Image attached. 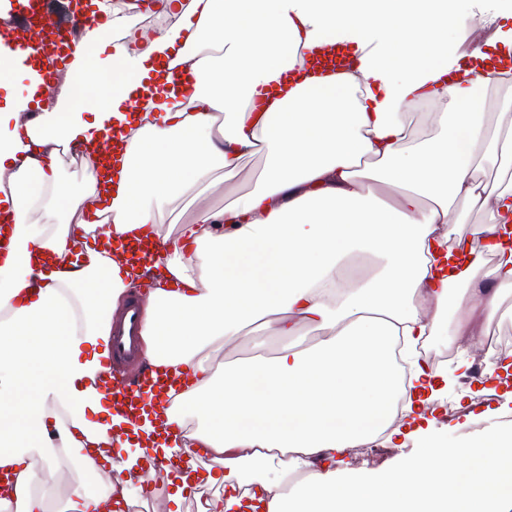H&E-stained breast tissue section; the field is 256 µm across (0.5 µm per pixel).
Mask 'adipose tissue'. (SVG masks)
Returning <instances> with one entry per match:
<instances>
[{
    "mask_svg": "<svg viewBox=\"0 0 512 512\" xmlns=\"http://www.w3.org/2000/svg\"><path fill=\"white\" fill-rule=\"evenodd\" d=\"M134 53L116 44L119 19L87 26L72 80L42 99L34 62L0 41V178L13 213L0 251V512H98L83 486L49 499L33 453L74 450L95 474L112 462L113 434L137 447L107 397L89 387L109 353L108 315L137 278L100 249L101 230L150 237L161 272L143 310L142 360L185 377L167 411L163 460L192 448L221 464L165 474L185 490L221 484L203 512L242 505L243 463L279 472L251 500L265 512H512V430L490 421L451 446L424 410L441 373L419 344L455 321L475 336L483 318H512V181L488 185L485 158L512 163V117L495 91L512 89V5L497 0H189ZM334 45L353 71L307 70L308 53ZM191 62L189 86L168 66ZM25 84L12 92L15 77ZM126 125L113 179L85 154L79 191L58 182L59 150L92 145ZM262 155L253 188L222 207L201 205L175 230L161 207L214 190L242 160ZM371 165L360 166L362 157ZM93 203L96 220L85 217ZM467 212L488 223L462 228ZM109 225L101 227L98 218ZM361 255L376 262L348 275ZM494 257L484 273L486 257ZM462 285L456 304L450 287ZM260 323L283 338L273 358L210 370L208 351ZM318 338L299 347L304 329ZM400 423H393L395 405ZM196 428L184 432L186 419ZM385 437L410 451L381 470H312ZM311 468V476L292 481Z\"/></svg>",
    "mask_w": 512,
    "mask_h": 512,
    "instance_id": "1",
    "label": "adipose tissue"
}]
</instances>
